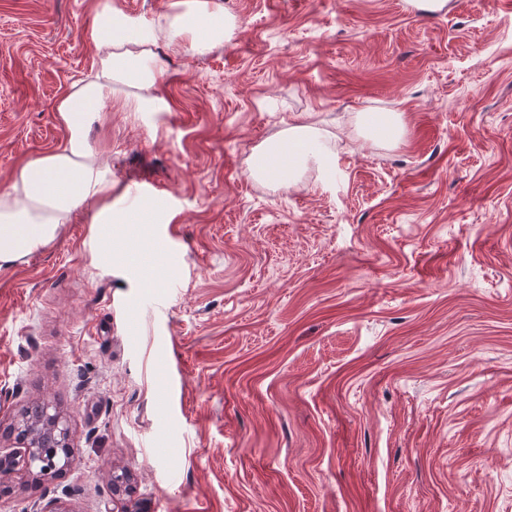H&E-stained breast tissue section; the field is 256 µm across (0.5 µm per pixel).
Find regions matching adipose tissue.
<instances>
[{"label": "adipose tissue", "mask_w": 512, "mask_h": 512, "mask_svg": "<svg viewBox=\"0 0 512 512\" xmlns=\"http://www.w3.org/2000/svg\"><path fill=\"white\" fill-rule=\"evenodd\" d=\"M233 26V20L211 0H174L171 13L147 30L137 29L119 11L101 13L92 32L96 56L90 75L72 82L54 106L69 131L67 140L19 168L9 188L0 193L1 268L54 242L78 208L88 203H102L94 215L95 223H119V216L107 203L112 196L110 170L87 143L89 127L102 118L103 102L124 87L129 111H165L166 103L157 92L162 76L156 61L158 42H185L193 53L203 54L223 42ZM353 124L360 136L379 147L396 146L405 130L403 113L393 109L359 113ZM332 140V133L317 122L288 125L258 150L249 174L256 180L273 179V172L264 163L265 155L286 146L300 151L298 157L286 160L289 175L311 163L330 166Z\"/></svg>", "instance_id": "1"}]
</instances>
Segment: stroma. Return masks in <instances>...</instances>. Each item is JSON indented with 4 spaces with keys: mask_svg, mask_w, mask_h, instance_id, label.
I'll list each match as a JSON object with an SVG mask.
<instances>
[{
    "mask_svg": "<svg viewBox=\"0 0 512 512\" xmlns=\"http://www.w3.org/2000/svg\"><path fill=\"white\" fill-rule=\"evenodd\" d=\"M215 2L222 46L158 47L167 111L117 94L89 131L115 208L159 186L138 246L87 204L0 268V450L34 402L72 431L62 474H0V512H512V0ZM107 6L170 0H0V191L67 139ZM385 108L392 149L352 125ZM311 119L332 168L253 180Z\"/></svg>",
    "mask_w": 512,
    "mask_h": 512,
    "instance_id": "obj_1",
    "label": "stroma"
}]
</instances>
